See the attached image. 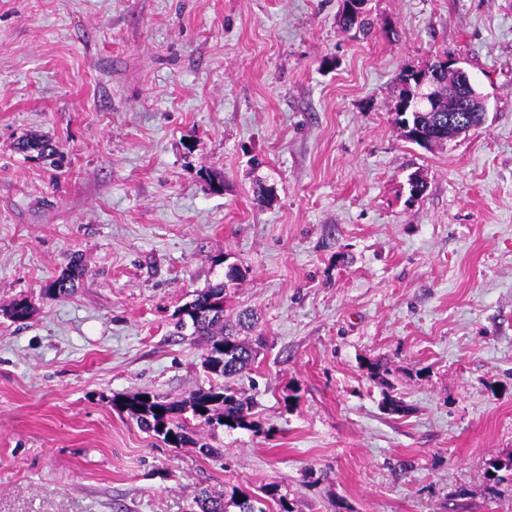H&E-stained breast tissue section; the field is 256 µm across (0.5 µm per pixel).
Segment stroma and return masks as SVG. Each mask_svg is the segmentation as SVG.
Listing matches in <instances>:
<instances>
[{
    "instance_id": "1",
    "label": "stroma",
    "mask_w": 512,
    "mask_h": 512,
    "mask_svg": "<svg viewBox=\"0 0 512 512\" xmlns=\"http://www.w3.org/2000/svg\"><path fill=\"white\" fill-rule=\"evenodd\" d=\"M341 8L0 0V512L269 482L296 512H512V476H485L512 454V0H367V35ZM443 54L487 119L425 149L391 109ZM41 135L59 164L18 150ZM74 260L76 291L45 295ZM220 282L258 355L235 383L255 427L213 456L111 400L209 388L172 322Z\"/></svg>"
}]
</instances>
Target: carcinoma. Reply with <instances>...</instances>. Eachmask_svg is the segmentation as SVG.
<instances>
[{
    "label": "carcinoma",
    "mask_w": 512,
    "mask_h": 512,
    "mask_svg": "<svg viewBox=\"0 0 512 512\" xmlns=\"http://www.w3.org/2000/svg\"><path fill=\"white\" fill-rule=\"evenodd\" d=\"M399 81L403 89L393 112L395 122L403 129L408 142L426 148L463 130L459 125L448 128V116H466L464 112L455 113L460 104L454 95L448 94V89L459 83V76L440 70L434 83L435 91L430 93L423 92L415 73L404 72ZM19 149L33 150L48 157L58 153L56 143L45 138H26L19 143ZM83 276L85 269L74 260L67 271L45 285L44 292L55 297L65 296L74 290L75 282ZM224 288L225 285L220 283L196 291L192 301L179 310L174 322L175 334L183 336L188 331L190 335L204 339L206 352L202 366L218 379L217 383L179 402L167 401L148 392L125 400L112 399V405L127 412L140 428L174 448L198 444L194 438L198 426L249 430L254 425L251 407L230 386V382L255 359L253 349L238 338L237 332L239 326L250 327L254 317L245 310L238 315L237 326L224 322ZM31 314L32 306L26 300L14 302L8 310L9 317L17 322L28 319ZM200 448L207 449L209 445L203 443ZM502 471L512 472V455L492 457L486 463L489 482L499 483ZM261 490L279 506V512H295L280 494L277 484L267 483ZM256 503V498L244 491L234 490L226 495L203 488L194 498L195 509L191 512H263Z\"/></svg>",
    "instance_id": "carcinoma-1"
}]
</instances>
